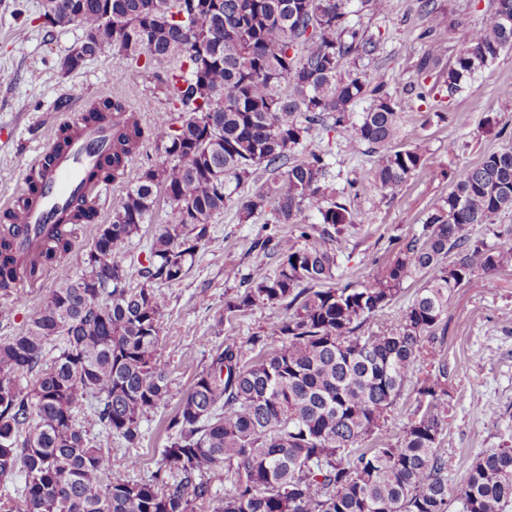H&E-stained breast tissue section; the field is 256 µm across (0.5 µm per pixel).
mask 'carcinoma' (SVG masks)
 Listing matches in <instances>:
<instances>
[{
    "label": "carcinoma",
    "instance_id": "obj_1",
    "mask_svg": "<svg viewBox=\"0 0 512 512\" xmlns=\"http://www.w3.org/2000/svg\"><path fill=\"white\" fill-rule=\"evenodd\" d=\"M43 0V26L56 27L64 7L82 15L75 71L112 48L116 63L153 73L169 109L143 126L119 98L85 118L124 117L103 177L126 176L145 142L154 143L134 185L112 209L110 223L74 273L64 259L77 246L75 214L42 251L39 267L55 287L22 333L0 342V481L19 473L16 497L0 512H506L512 506V446L490 448L458 486L448 484L441 451L448 367L417 378L433 345L444 342L448 306L461 288H477L512 267V147L485 155L457 179L421 230L393 251L382 274L343 282L338 252L312 241L339 240L354 224L345 195L331 189L328 154L305 146L326 124L348 146L376 156L372 185L393 196L424 164L418 148L397 142L399 101L380 75L366 80L365 61L379 40L350 20L387 0ZM490 23L467 38L444 75L447 96L512 49V0H496ZM431 26L443 16L420 0ZM362 112L355 107L364 100ZM252 182L250 193L235 198ZM161 194L174 220L153 236L147 264L131 284L133 238ZM237 201L243 219L266 209L291 234L272 233L252 249L277 257L259 264L227 304L228 317L278 304L285 314L252 346L216 353L170 418L167 445L152 479L133 481L106 448L112 439L140 445L142 419L168 393L158 355L162 285H174L209 240L212 219ZM317 206L318 222L306 211ZM10 239L0 236V291L17 287ZM424 279L407 306L382 329L365 330L402 293ZM274 343L268 347V343ZM57 350L46 360L47 347ZM419 402L394 444L379 439L404 388ZM90 407L101 426L92 437L77 422ZM230 475L219 498L213 479Z\"/></svg>",
    "mask_w": 512,
    "mask_h": 512
}]
</instances>
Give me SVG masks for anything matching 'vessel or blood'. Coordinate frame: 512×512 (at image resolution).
<instances>
[{
	"label": "vessel or blood",
	"instance_id": "obj_1",
	"mask_svg": "<svg viewBox=\"0 0 512 512\" xmlns=\"http://www.w3.org/2000/svg\"><path fill=\"white\" fill-rule=\"evenodd\" d=\"M122 121L119 115L76 121L65 139L39 154L23 191V202L5 229L23 267L37 263L44 240L57 226L67 223L77 200L98 209L109 203L112 186L95 178L94 172L111 150L112 132Z\"/></svg>",
	"mask_w": 512,
	"mask_h": 512
}]
</instances>
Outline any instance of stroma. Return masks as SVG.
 I'll list each match as a JSON object with an SVG mask.
<instances>
[{
  "instance_id": "stroma-1",
  "label": "stroma",
  "mask_w": 512,
  "mask_h": 512,
  "mask_svg": "<svg viewBox=\"0 0 512 512\" xmlns=\"http://www.w3.org/2000/svg\"><path fill=\"white\" fill-rule=\"evenodd\" d=\"M42 0H0V210L16 204L26 177L42 147L55 138L69 115L87 110L104 98L119 97L142 124H151L166 108L151 73L135 69L116 78L111 51L67 72L61 60L76 45L81 28L69 25L47 32L38 15ZM445 13L444 25L427 32L419 0H390L386 12L362 11L364 29L381 38L375 66L386 70L389 90L401 103V146L419 147L424 165L408 180L404 193L391 197L373 188V154L345 147L334 133L315 127L310 146L328 153L334 171L356 180L358 192L348 204L354 230L337 245L346 278L373 280L389 253V240L420 228L428 213L447 197L453 182L489 153L512 146V50L444 99L436 89L438 71L418 75L416 64L431 45L448 48L440 68L447 67L468 34L488 24L492 0H434ZM68 99L69 112L56 109ZM447 113L445 121H426L427 113ZM456 152H449V141ZM272 215L263 212L241 220L236 204L214 218L210 239L198 252L185 278L166 287L168 305L161 318L159 353L168 368V395L141 422L143 443L127 448L113 441L116 462L137 459L132 479L150 477L167 444L166 425L196 374L228 342L249 344L284 314L281 306L257 308L225 319L224 308L244 288L243 279L263 263L253 251L254 240L272 232ZM238 268L239 279H226V267ZM54 286L53 274L43 275L39 287L17 288L11 313L0 318V341L23 332L41 300ZM438 355L448 364V425L442 447L448 454V479L460 484L483 450L512 441V267L491 277L485 287L459 289L448 309V328Z\"/></svg>"
}]
</instances>
